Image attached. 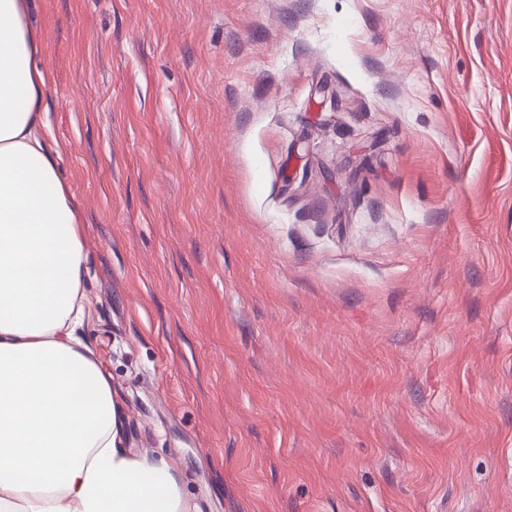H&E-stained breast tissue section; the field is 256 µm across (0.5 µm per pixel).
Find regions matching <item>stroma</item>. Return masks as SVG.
<instances>
[{
    "instance_id": "35a3bbf8",
    "label": "stroma",
    "mask_w": 512,
    "mask_h": 512,
    "mask_svg": "<svg viewBox=\"0 0 512 512\" xmlns=\"http://www.w3.org/2000/svg\"><path fill=\"white\" fill-rule=\"evenodd\" d=\"M81 333L190 512H512V0H32Z\"/></svg>"
}]
</instances>
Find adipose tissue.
I'll return each instance as SVG.
<instances>
[{
	"mask_svg": "<svg viewBox=\"0 0 512 512\" xmlns=\"http://www.w3.org/2000/svg\"><path fill=\"white\" fill-rule=\"evenodd\" d=\"M28 0H0V512H189L168 463L131 455L78 335L79 205L42 135L49 74Z\"/></svg>",
	"mask_w": 512,
	"mask_h": 512,
	"instance_id": "adipose-tissue-1",
	"label": "adipose tissue"
}]
</instances>
